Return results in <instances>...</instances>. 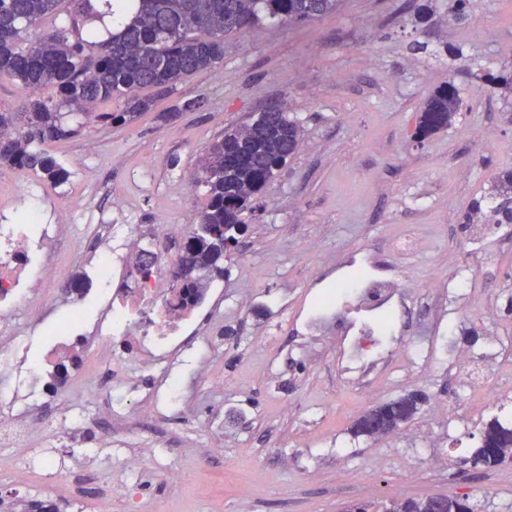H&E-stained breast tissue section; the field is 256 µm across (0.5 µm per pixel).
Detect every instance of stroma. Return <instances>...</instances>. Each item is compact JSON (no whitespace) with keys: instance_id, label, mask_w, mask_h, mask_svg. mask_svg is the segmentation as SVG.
Wrapping results in <instances>:
<instances>
[{"instance_id":"1","label":"stroma","mask_w":512,"mask_h":512,"mask_svg":"<svg viewBox=\"0 0 512 512\" xmlns=\"http://www.w3.org/2000/svg\"><path fill=\"white\" fill-rule=\"evenodd\" d=\"M511 72L512 0H473L462 20L449 0H340L309 23L226 36L222 63L185 76L151 111L122 125L90 120L49 144L69 172L64 184L0 166V209L29 184L59 207L71 277L75 252L92 260L106 249L99 224L141 225L144 249L153 225H167L163 257L176 261L205 203L191 176L212 141L272 102L302 125L297 153L225 253L223 276L205 284V294L223 291L222 309L169 365L192 397L185 422H143L149 450L35 436L26 485L0 461V498L31 508L60 496L75 512H125L108 484L122 480L121 459L138 456L143 512H382L389 501L436 494L468 496L476 512H512V464H458L486 420L512 417V229L486 228L498 178L512 170V92L488 78ZM448 83L461 99L456 120L416 144L422 102ZM191 100L201 108L184 110ZM174 108L177 118L166 119ZM116 196L126 212L113 210ZM411 224L426 244L403 262L389 243ZM365 251L377 274L400 278L414 298L397 308L406 336L424 335L436 314L453 351L488 352L477 373L500 389L496 407L460 391L451 361L386 371L370 398L341 388L335 329L305 336L301 326ZM462 275L466 287L425 296L429 278ZM245 291L254 297L246 309ZM411 392L426 397L412 420L385 436H351L364 412ZM45 459L58 481L43 479ZM166 465L181 480L162 477Z\"/></svg>"}]
</instances>
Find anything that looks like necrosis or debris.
Instances as JSON below:
<instances>
[{"label":"necrosis or debris","instance_id":"4bbe7bcc","mask_svg":"<svg viewBox=\"0 0 512 512\" xmlns=\"http://www.w3.org/2000/svg\"><path fill=\"white\" fill-rule=\"evenodd\" d=\"M18 207L27 213L25 223L0 224V380L16 377L22 387L0 396V447L21 457L38 432L58 439L79 435L96 440L98 429L84 410L58 400L60 386L81 378L93 359L108 366L112 384L105 392L89 390L88 397L103 401L108 421L125 423L133 375H151L173 360L185 336L198 329L202 313L219 309L220 303L214 297L185 302L159 262L146 268L134 261L139 237L135 224L106 225V232L121 240V248L96 258L91 275L70 278L60 290L47 292L46 285L56 278L60 265L63 227L44 206L23 198ZM91 293L99 300L101 315L90 322L83 310ZM403 294L397 278L339 283L335 301L323 302L319 317L306 330L314 334L335 323L345 378L367 377L378 365L369 324L390 312L392 299ZM52 299L69 303L73 315L51 327L43 352L30 357L12 315L23 305L43 310ZM185 408L176 381L166 374L138 401L144 416L181 419Z\"/></svg>","mask_w":512,"mask_h":512}]
</instances>
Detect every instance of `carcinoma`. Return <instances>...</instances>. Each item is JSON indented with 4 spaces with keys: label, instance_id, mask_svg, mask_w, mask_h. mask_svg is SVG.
Instances as JSON below:
<instances>
[{
    "label": "carcinoma",
    "instance_id": "obj_1",
    "mask_svg": "<svg viewBox=\"0 0 512 512\" xmlns=\"http://www.w3.org/2000/svg\"><path fill=\"white\" fill-rule=\"evenodd\" d=\"M74 8L73 25L97 17L99 0H0V75L15 79L28 91L23 112H0V165L41 172L62 184L69 172L40 149L46 142L71 138L82 125L70 126L71 115L107 124H123L125 115L148 112L153 89L172 91L191 73L212 68L224 54V36L249 30L264 22L304 23L336 10L339 0H131V12L112 26L103 41L87 37L70 42L65 29L49 32L26 44L27 30L55 15L63 2ZM57 88L60 100L49 102L32 95L45 87ZM124 103L120 113H97L101 101ZM451 85L440 86L425 100L412 134L417 143L445 128L460 109ZM301 143L298 121L285 108L273 114L253 113L248 121L224 131L208 148L197 184L206 205L183 247L181 264L186 277L183 295L198 296L204 281L224 275V237L246 225L255 201L287 164ZM425 398L407 395L371 409L353 427L356 437L368 434L373 417L396 429L411 419ZM512 456V423L495 418L482 431L479 445L466 462L487 469ZM427 498L396 501L394 512H427Z\"/></svg>",
    "mask_w": 512,
    "mask_h": 512
}]
</instances>
